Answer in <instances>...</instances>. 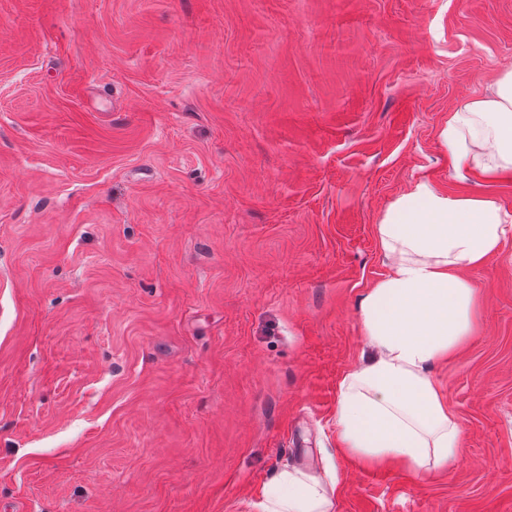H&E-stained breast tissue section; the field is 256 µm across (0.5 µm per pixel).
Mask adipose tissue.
<instances>
[{"instance_id":"obj_1","label":"adipose tissue","mask_w":512,"mask_h":512,"mask_svg":"<svg viewBox=\"0 0 512 512\" xmlns=\"http://www.w3.org/2000/svg\"><path fill=\"white\" fill-rule=\"evenodd\" d=\"M455 177L512 172V67L487 93L459 99L438 130ZM389 272L363 296L367 349L337 389L338 441L371 464L447 465L462 429L432 370L471 336L477 292L461 271L512 238V211L489 194H445L415 180L374 226ZM259 512H334L333 489L302 470L263 488Z\"/></svg>"}]
</instances>
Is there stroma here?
Segmentation results:
<instances>
[{
	"mask_svg": "<svg viewBox=\"0 0 512 512\" xmlns=\"http://www.w3.org/2000/svg\"><path fill=\"white\" fill-rule=\"evenodd\" d=\"M507 67L512 0H0V512H258L292 467L334 512H512V243L434 369L447 468L336 434L384 209L512 210L438 140Z\"/></svg>",
	"mask_w": 512,
	"mask_h": 512,
	"instance_id": "35a3bbf8",
	"label": "stroma"
}]
</instances>
